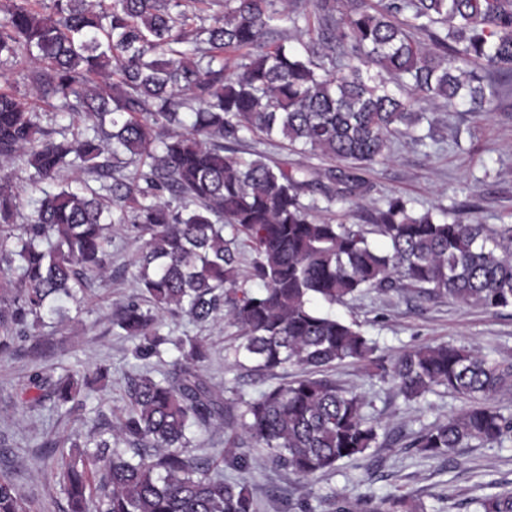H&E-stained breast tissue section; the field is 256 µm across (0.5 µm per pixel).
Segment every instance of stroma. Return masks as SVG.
I'll use <instances>...</instances> for the list:
<instances>
[{
	"mask_svg": "<svg viewBox=\"0 0 512 512\" xmlns=\"http://www.w3.org/2000/svg\"><path fill=\"white\" fill-rule=\"evenodd\" d=\"M434 117L435 143L424 147L397 140L388 160L368 171V201L394 193L411 199L419 211L439 204L469 205L482 223H511L512 87L492 101L486 113L444 108ZM137 252L133 239L117 236L106 274L79 303L67 304L63 317L37 328L47 350H33L31 341L19 339L14 354L0 357V476L17 485L29 512H69L56 469L60 453L78 438H109L128 377L160 371L155 359L137 358L136 340L112 325L116 310L139 297L132 279ZM334 311L360 323L378 355L388 359L420 345L452 342L473 343L499 361L512 362V307L486 310L403 288L372 290L336 305ZM159 320L161 335L203 341L207 358L201 372L212 385L248 397L274 385V378L230 360L235 328L221 322L197 325L166 313ZM101 364L110 367L108 379L83 389L74 409L56 410L47 402L28 408L35 394L29 383L34 373L57 375L68 368L90 374ZM331 376L364 396L367 415L382 419L385 428L377 447L366 456L340 462L327 475L305 480L271 465L264 449L244 445L249 469L225 468L224 474L244 482L261 501L262 512H278L283 497L309 501L313 512H333L334 495L347 498L354 512H363L364 495L379 498L389 493L408 496L427 512H476L480 499L512 492V438L500 445L458 448L446 460L425 458L412 448L419 432L460 409L453 394L440 388L420 403H408L387 383L366 377L354 365L339 366Z\"/></svg>",
	"mask_w": 512,
	"mask_h": 512,
	"instance_id": "1",
	"label": "stroma"
}]
</instances>
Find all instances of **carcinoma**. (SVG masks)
Wrapping results in <instances>:
<instances>
[{"instance_id": "cac0c4a2", "label": "carcinoma", "mask_w": 512, "mask_h": 512, "mask_svg": "<svg viewBox=\"0 0 512 512\" xmlns=\"http://www.w3.org/2000/svg\"><path fill=\"white\" fill-rule=\"evenodd\" d=\"M27 61L30 95L86 126L55 140L28 96L0 91V352L6 336L62 315L106 270L114 233L139 243L132 301L112 325L156 358L161 378H129L112 440L74 443L57 471L71 512H259L245 483L211 472L189 453L190 429L216 422L235 432L224 463L249 467L243 442L308 479L377 447L379 422L364 396L327 376L355 364L406 401L443 387L462 408L419 433L433 459L456 448L500 444L512 414L491 401L512 389V364L474 345L425 344L387 363L355 321L332 307L368 290L413 287L486 310L512 307V224L448 209L420 214L410 199L382 196L364 230L347 223L363 207L362 171L388 158L392 140L436 141L416 109L474 112L512 80V0H6L0 66ZM188 114L192 121L185 122ZM427 132L417 133L422 124ZM280 144L329 167L290 166L246 140ZM19 159L44 185L24 224L11 173ZM100 183L72 187L64 172ZM317 194L306 204L305 193ZM324 206H319V203ZM383 237L379 250L368 235ZM244 239L255 257L239 268ZM256 283L253 289L249 284ZM238 329L235 359L291 381L248 400L229 399L199 372L205 345L159 334L158 314ZM171 344L179 356L167 361ZM87 376L35 374L30 407L75 401ZM374 512H426L386 495ZM478 512H512V492L484 497ZM0 512H24L0 478Z\"/></svg>"}]
</instances>
